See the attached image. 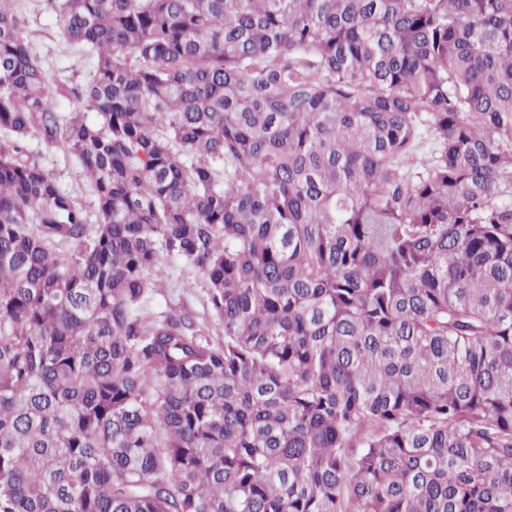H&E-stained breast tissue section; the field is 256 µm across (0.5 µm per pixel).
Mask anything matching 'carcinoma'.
<instances>
[{"label": "carcinoma", "mask_w": 512, "mask_h": 512, "mask_svg": "<svg viewBox=\"0 0 512 512\" xmlns=\"http://www.w3.org/2000/svg\"><path fill=\"white\" fill-rule=\"evenodd\" d=\"M13 2L0 512H512V0ZM25 19L23 33L36 55L43 61L54 95L60 79L70 84H84L96 66V57L86 54L77 45L65 41L60 33L54 6L48 0H18ZM60 112H70L72 106L64 98L55 96ZM27 148L31 159L57 179L66 192L89 213L91 222L94 223L95 198L82 176L79 164L61 149L46 147L33 137L27 140ZM172 269H167L164 288H153L147 298L146 309L151 313H162L170 308H180L182 311L195 316L199 321L208 319L213 322L212 314L205 301L204 288H200L201 275H197L198 286L195 285L192 274L189 279L179 277L181 265L170 264Z\"/></svg>", "instance_id": "carcinoma-1"}]
</instances>
